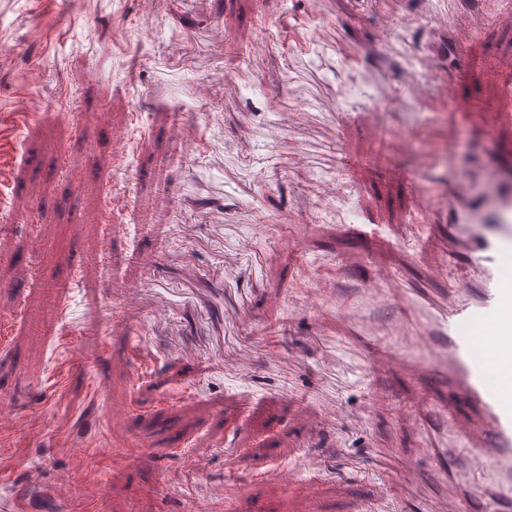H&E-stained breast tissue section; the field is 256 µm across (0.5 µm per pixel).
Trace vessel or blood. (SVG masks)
I'll return each instance as SVG.
<instances>
[{
	"instance_id": "b4317fda",
	"label": "vessel or blood",
	"mask_w": 512,
	"mask_h": 512,
	"mask_svg": "<svg viewBox=\"0 0 512 512\" xmlns=\"http://www.w3.org/2000/svg\"><path fill=\"white\" fill-rule=\"evenodd\" d=\"M448 198L447 223L424 225L415 246L463 254L460 265L433 270L445 289L405 288L414 320L391 327V341L362 320L354 332L368 367L404 365L436 397L448 426L434 433L420 458L439 467L456 458L458 483L479 488L493 505L512 498V156L481 191L459 179ZM459 400L474 411V425L456 422ZM419 460L398 463L396 496L426 486ZM438 480L448 481L441 467Z\"/></svg>"
}]
</instances>
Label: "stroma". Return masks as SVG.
<instances>
[{
    "label": "stroma",
    "mask_w": 512,
    "mask_h": 512,
    "mask_svg": "<svg viewBox=\"0 0 512 512\" xmlns=\"http://www.w3.org/2000/svg\"><path fill=\"white\" fill-rule=\"evenodd\" d=\"M505 53L494 0H0V512H427L376 453L438 413L366 367L354 296L387 268L366 315L405 320L443 261L414 216L512 152Z\"/></svg>",
    "instance_id": "obj_1"
}]
</instances>
